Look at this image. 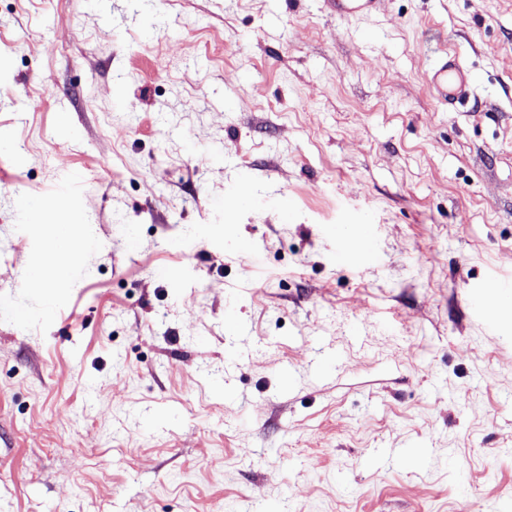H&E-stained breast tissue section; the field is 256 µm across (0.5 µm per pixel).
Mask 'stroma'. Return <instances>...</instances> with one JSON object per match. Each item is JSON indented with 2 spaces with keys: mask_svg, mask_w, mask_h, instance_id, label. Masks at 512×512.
Segmentation results:
<instances>
[{
  "mask_svg": "<svg viewBox=\"0 0 512 512\" xmlns=\"http://www.w3.org/2000/svg\"><path fill=\"white\" fill-rule=\"evenodd\" d=\"M0 57V512H512V0H0ZM337 15H368L376 9L379 0H326ZM427 79L441 100L448 105L465 103L470 98L472 79L455 57L441 58ZM338 238L337 255L341 261L369 262L374 258L372 237L365 224H345ZM478 292L471 295V301L476 312L482 315L490 325L494 326L493 318L489 315L486 298L489 296H508L512 293V280H489Z\"/></svg>",
  "mask_w": 512,
  "mask_h": 512,
  "instance_id": "1",
  "label": "stroma"
}]
</instances>
